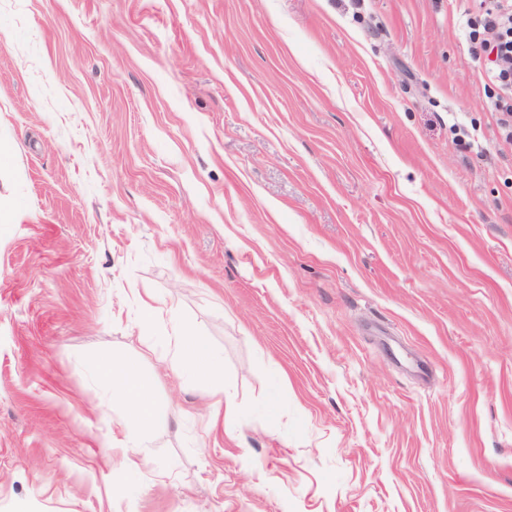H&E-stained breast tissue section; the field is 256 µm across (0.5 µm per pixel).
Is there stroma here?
I'll return each instance as SVG.
<instances>
[{"label":"stroma","instance_id":"stroma-1","mask_svg":"<svg viewBox=\"0 0 512 512\" xmlns=\"http://www.w3.org/2000/svg\"><path fill=\"white\" fill-rule=\"evenodd\" d=\"M471 8L0 0V512H512ZM105 360L164 416L138 454ZM177 352L183 363L191 368L212 367L209 346L202 336H190L175 334Z\"/></svg>","mask_w":512,"mask_h":512}]
</instances>
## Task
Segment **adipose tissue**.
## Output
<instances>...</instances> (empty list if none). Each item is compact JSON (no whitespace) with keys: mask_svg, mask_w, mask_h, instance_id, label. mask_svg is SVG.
I'll return each mask as SVG.
<instances>
[{"mask_svg":"<svg viewBox=\"0 0 512 512\" xmlns=\"http://www.w3.org/2000/svg\"><path fill=\"white\" fill-rule=\"evenodd\" d=\"M98 373L111 384L113 396L123 399L128 407L132 430L126 435L127 447H139L138 431L153 428L159 421L150 383L133 365L125 363H102Z\"/></svg>","mask_w":512,"mask_h":512,"instance_id":"adipose-tissue-1","label":"adipose tissue"}]
</instances>
